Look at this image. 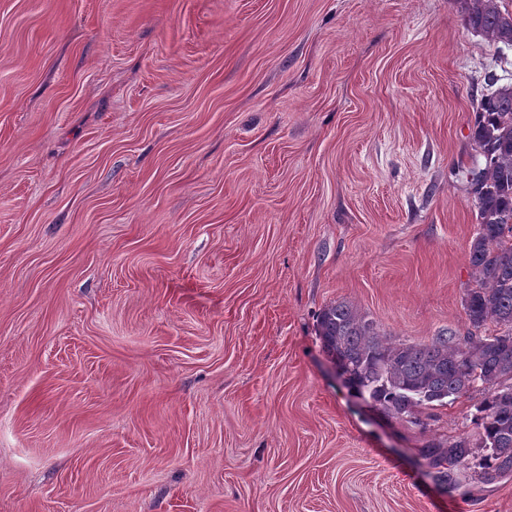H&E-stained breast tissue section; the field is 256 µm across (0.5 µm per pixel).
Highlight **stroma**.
<instances>
[{
    "label": "stroma",
    "mask_w": 512,
    "mask_h": 512,
    "mask_svg": "<svg viewBox=\"0 0 512 512\" xmlns=\"http://www.w3.org/2000/svg\"><path fill=\"white\" fill-rule=\"evenodd\" d=\"M461 0H0V512H512L324 353L464 333Z\"/></svg>",
    "instance_id": "35a3bbf8"
}]
</instances>
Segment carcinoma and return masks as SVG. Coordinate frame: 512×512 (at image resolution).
<instances>
[{"instance_id":"1","label":"carcinoma","mask_w":512,"mask_h":512,"mask_svg":"<svg viewBox=\"0 0 512 512\" xmlns=\"http://www.w3.org/2000/svg\"><path fill=\"white\" fill-rule=\"evenodd\" d=\"M464 2L469 29L512 49V0ZM473 142L484 166L466 174L478 209L469 245L474 280L463 297L466 333L397 343L346 301L328 305L317 320L321 344L348 384L390 419L416 425L422 410L480 393L477 442L460 437L420 449L437 481L449 487L512 475L511 84L482 95Z\"/></svg>"}]
</instances>
